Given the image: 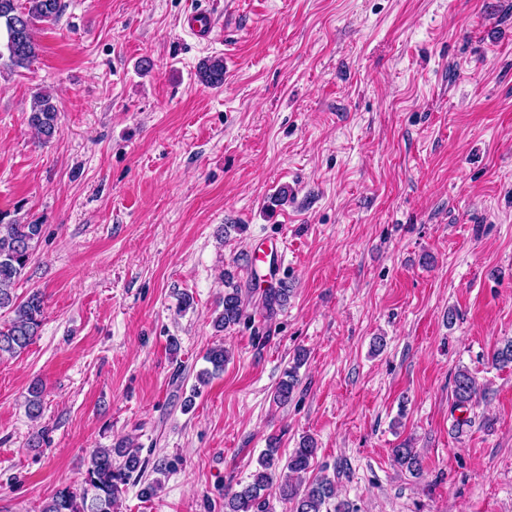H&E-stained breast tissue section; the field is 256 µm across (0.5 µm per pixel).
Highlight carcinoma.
<instances>
[{"label":"carcinoma","instance_id":"1","mask_svg":"<svg viewBox=\"0 0 512 512\" xmlns=\"http://www.w3.org/2000/svg\"><path fill=\"white\" fill-rule=\"evenodd\" d=\"M63 10L61 0H0V60L7 59L11 69H28L38 56L35 40L36 24L56 22ZM199 80L214 87L224 85V59L215 57L202 63ZM29 124L44 141L52 140L58 129V112L50 98L39 96L32 106ZM42 234L40 224H0V311L11 317L0 324V359L23 352L38 336L44 309L43 294L31 291L20 298L14 285L24 273ZM290 288L282 281L276 288L266 289L264 308L272 317L288 301ZM222 310L215 317V326L226 330L239 324L244 316L241 288L225 280ZM229 352L222 345L211 347L205 359L212 370L198 374L202 383L224 371ZM304 356L299 354L284 372L274 390V399L286 403L293 397L300 384L299 369ZM498 368L512 366V341H507L492 355ZM480 388L474 376L466 369H459L453 378L454 407H469L477 398ZM43 389L36 383L29 390L27 408L29 416L41 414ZM317 447L312 438L306 437L300 446L285 459L279 457L278 448L269 446L259 460L260 470L253 481L224 495V512H270L267 491L276 473L283 476L278 483L279 496L292 504V512H355L350 503L337 498L335 481L321 476L305 486L293 482V476L307 472L311 467ZM394 462L413 475L421 471V460L410 442L405 441L392 449ZM147 460L141 449L121 440L111 448H98L90 456L81 487L66 486L56 491L41 512H112L117 499L133 477H141Z\"/></svg>","mask_w":512,"mask_h":512}]
</instances>
